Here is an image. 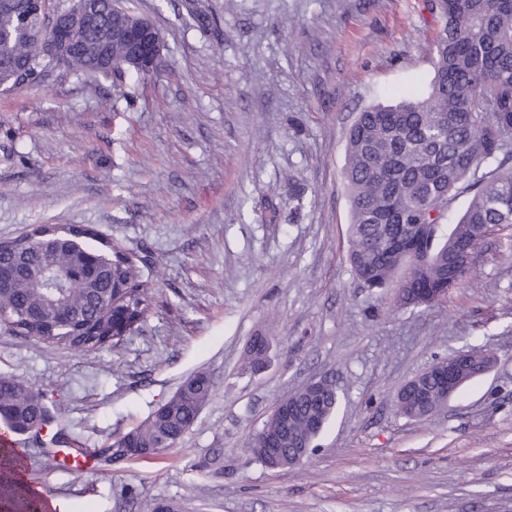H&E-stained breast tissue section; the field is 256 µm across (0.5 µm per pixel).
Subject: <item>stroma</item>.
I'll return each instance as SVG.
<instances>
[{"label": "stroma", "instance_id": "35a3bbf8", "mask_svg": "<svg viewBox=\"0 0 512 512\" xmlns=\"http://www.w3.org/2000/svg\"><path fill=\"white\" fill-rule=\"evenodd\" d=\"M122 0L164 42L157 75L123 82L58 68L0 93V239L79 225L150 258L155 306L117 346L88 354L0 329V374L61 406L62 468L21 438L24 467L66 512H512V231L490 235L461 284L395 308L348 262L342 170L356 116L433 77L425 0ZM272 338L244 370L251 336ZM491 370L420 423L401 387L470 347ZM197 371L212 395L175 447L113 465L101 450ZM339 407L302 465L245 451L306 383Z\"/></svg>", "mask_w": 512, "mask_h": 512}]
</instances>
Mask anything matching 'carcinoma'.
Masks as SVG:
<instances>
[{
  "instance_id": "1",
  "label": "carcinoma",
  "mask_w": 512,
  "mask_h": 512,
  "mask_svg": "<svg viewBox=\"0 0 512 512\" xmlns=\"http://www.w3.org/2000/svg\"><path fill=\"white\" fill-rule=\"evenodd\" d=\"M112 2L100 0L97 17L79 34L85 51L65 68L114 82L120 69L101 67L93 52L112 28ZM27 0H0V91L9 92L52 72L44 56L40 17L24 16ZM440 26L429 47L434 77L428 93L394 106L359 113L346 143L343 168L350 203L349 262L370 289L393 290L402 309L430 307L457 287L466 251L485 241L481 231L512 228V0H427ZM470 194L455 224L448 205ZM148 259L94 234L40 224L0 241V325L26 338L100 352L123 338L108 334L110 315L140 325L154 306L142 279ZM269 336L251 337L245 364L263 365ZM426 401H394L401 415L425 422L444 406L437 381L422 375ZM208 375H189L146 422L117 443L138 458L171 448L195 423L211 396ZM295 411H274L251 436L247 452L266 467L288 465V449L312 446L335 415L338 396L322 402L296 390ZM60 410L16 377L0 375V425L39 434ZM21 453L0 451V490L16 485Z\"/></svg>"
}]
</instances>
